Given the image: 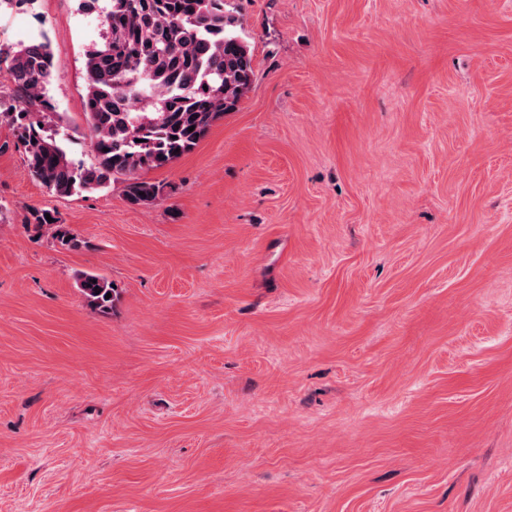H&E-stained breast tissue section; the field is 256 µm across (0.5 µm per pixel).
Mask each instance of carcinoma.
Instances as JSON below:
<instances>
[{
	"instance_id": "carcinoma-1",
	"label": "carcinoma",
	"mask_w": 512,
	"mask_h": 512,
	"mask_svg": "<svg viewBox=\"0 0 512 512\" xmlns=\"http://www.w3.org/2000/svg\"><path fill=\"white\" fill-rule=\"evenodd\" d=\"M80 0L99 11L101 41L85 52V117L94 160L76 162L75 131L54 112L48 41L0 44V77L12 85L0 116L12 126L29 174L50 193L71 196L123 185L129 204L148 205L164 187L137 177L190 152L214 121L235 111L254 79L253 55L238 32L232 0ZM193 131H188L189 127ZM29 223L52 231L61 247L81 241L44 211ZM87 304L112 309L118 291L101 274L77 277Z\"/></svg>"
}]
</instances>
